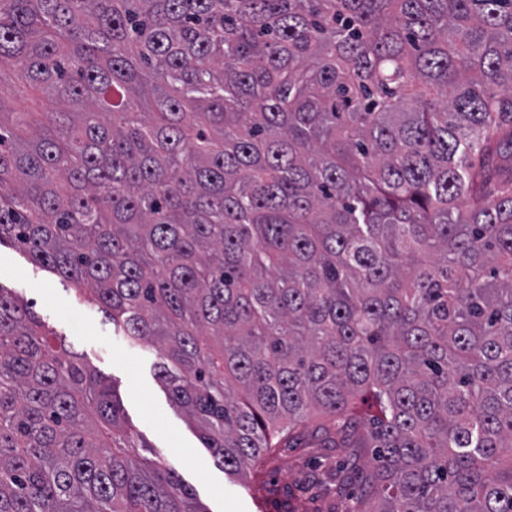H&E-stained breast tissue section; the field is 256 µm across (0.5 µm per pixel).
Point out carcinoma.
Here are the masks:
<instances>
[{"label":"carcinoma","mask_w":512,"mask_h":512,"mask_svg":"<svg viewBox=\"0 0 512 512\" xmlns=\"http://www.w3.org/2000/svg\"><path fill=\"white\" fill-rule=\"evenodd\" d=\"M0 245L241 479L314 416L349 512H512V0H0ZM0 286V512H206ZM278 443H273V440ZM28 94L10 98L15 112H47L57 108L41 91H28Z\"/></svg>","instance_id":"cac0c4a2"}]
</instances>
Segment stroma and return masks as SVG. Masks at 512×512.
Instances as JSON below:
<instances>
[{"instance_id":"obj_1","label":"stroma","mask_w":512,"mask_h":512,"mask_svg":"<svg viewBox=\"0 0 512 512\" xmlns=\"http://www.w3.org/2000/svg\"><path fill=\"white\" fill-rule=\"evenodd\" d=\"M0 287L35 302L56 341L83 355L114 390L142 457L174 469L207 512H345L366 489L369 448H327L309 422L298 447L276 448L261 473L241 482L224 473L155 374V349L134 343L106 321L90 292H76L28 254L0 245ZM343 467L346 480L333 473Z\"/></svg>"}]
</instances>
